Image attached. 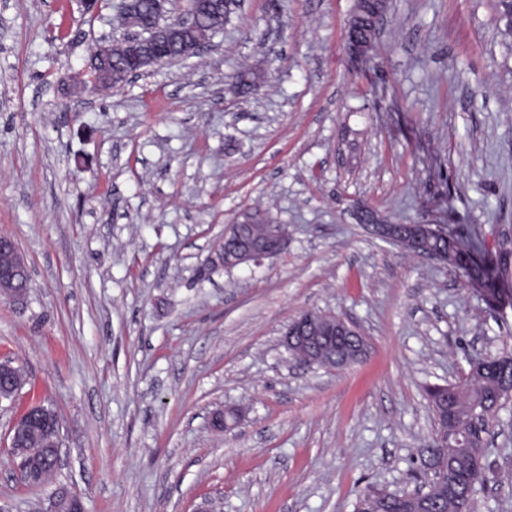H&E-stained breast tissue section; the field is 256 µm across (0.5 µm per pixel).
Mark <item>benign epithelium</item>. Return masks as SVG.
Returning <instances> with one entry per match:
<instances>
[{
    "mask_svg": "<svg viewBox=\"0 0 512 512\" xmlns=\"http://www.w3.org/2000/svg\"><path fill=\"white\" fill-rule=\"evenodd\" d=\"M121 17L127 28L120 39L103 42L94 47L83 68L85 73L95 76L94 90L110 92L118 87L115 78L124 74L125 64L131 63L145 71L167 62L166 51L178 44L189 48L197 54L209 42L206 36L209 21L224 19L219 4L214 0H190L185 14L177 19L169 18L171 0H153L154 20L148 26L136 24L139 0H121ZM365 17L351 19L348 31L359 28V24L376 29L385 17L384 0H366ZM355 219L381 239L402 247L409 253H415V247L421 242V236L440 234L430 225H422L418 233L409 230L407 224H389L379 220L378 214L365 205L353 209ZM243 224H259L262 233L245 242L237 241ZM287 232L283 225L273 221L268 214H254L245 211L240 221L230 225L224 231V237L213 247L210 263L220 268L233 269L240 266L259 265L263 260L280 254L286 245ZM0 254L8 255V262H0V295H6L13 301H22L27 289L19 282V275L28 270L23 256L15 242L0 237ZM356 329L343 319L329 323L311 312H304L296 317L286 329L282 344L288 350L301 349L309 354L318 352V357L311 359V365L319 368L336 369L349 365L346 354L336 353L326 345H332L340 336H350ZM20 457L19 467L25 482L37 486L43 484L40 458L31 454L28 448H16ZM50 512H84L81 500L75 495L62 498L52 496L48 506Z\"/></svg>",
    "mask_w": 512,
    "mask_h": 512,
    "instance_id": "7a95c632",
    "label": "benign epithelium"
}]
</instances>
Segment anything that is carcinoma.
I'll use <instances>...</instances> for the list:
<instances>
[{
    "instance_id": "1",
    "label": "carcinoma",
    "mask_w": 512,
    "mask_h": 512,
    "mask_svg": "<svg viewBox=\"0 0 512 512\" xmlns=\"http://www.w3.org/2000/svg\"><path fill=\"white\" fill-rule=\"evenodd\" d=\"M502 33L512 35V0H497ZM477 243L455 241L448 265L459 270L467 281L482 286L489 299L499 302L506 295L504 277L508 272V251L501 252L500 260L479 261L475 253ZM20 368L0 378V398L9 400L22 388ZM426 395L437 422V437L428 450L424 466L436 462L443 469L434 473L423 491L428 506L417 505L421 512H472V503L478 487L487 480L490 464L487 458L477 457V447H486V435L491 422L512 396V352H504L478 365H470L467 377L447 386L426 387ZM48 434L32 431L22 438L25 448L42 449L44 479L56 470V460L49 450ZM356 512H395V508L381 506V494L368 491L356 504Z\"/></svg>"
}]
</instances>
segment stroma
<instances>
[{
    "label": "stroma",
    "mask_w": 512,
    "mask_h": 512,
    "mask_svg": "<svg viewBox=\"0 0 512 512\" xmlns=\"http://www.w3.org/2000/svg\"><path fill=\"white\" fill-rule=\"evenodd\" d=\"M356 0H238L208 50L108 94L74 93L122 28L111 0H0V236L27 259L0 298V360L25 383L0 405V512L60 489L85 512H354L411 492L436 438L424 397L512 348V305L439 260L367 233L365 204L497 260L512 242V37L495 0H387L366 56ZM262 69L237 95L232 77ZM258 207L288 227L259 266L210 270ZM341 317L366 355L293 361L299 314ZM60 420L61 466L29 486L8 464L29 406ZM233 409L232 429L209 424ZM474 512H512V400L489 438Z\"/></svg>",
    "instance_id": "obj_1"
}]
</instances>
